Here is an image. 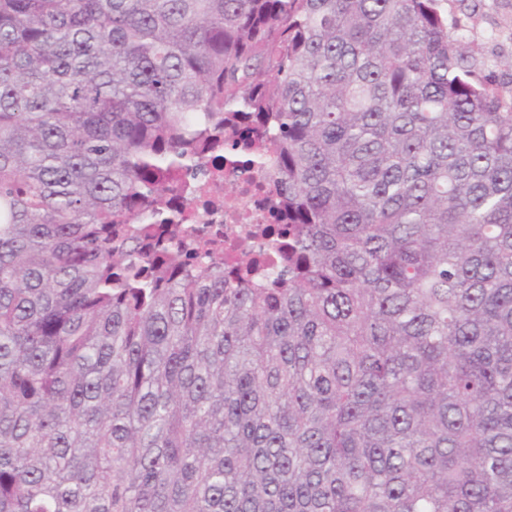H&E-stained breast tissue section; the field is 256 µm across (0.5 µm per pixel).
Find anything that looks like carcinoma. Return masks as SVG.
<instances>
[{
	"mask_svg": "<svg viewBox=\"0 0 512 512\" xmlns=\"http://www.w3.org/2000/svg\"><path fill=\"white\" fill-rule=\"evenodd\" d=\"M440 2L0 0V512H512V90ZM219 140L258 286L164 219Z\"/></svg>",
	"mask_w": 512,
	"mask_h": 512,
	"instance_id": "carcinoma-1",
	"label": "carcinoma"
}]
</instances>
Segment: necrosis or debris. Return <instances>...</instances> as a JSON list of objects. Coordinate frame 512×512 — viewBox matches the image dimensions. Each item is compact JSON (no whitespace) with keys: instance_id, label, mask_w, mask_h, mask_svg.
Here are the masks:
<instances>
[{"instance_id":"obj_1","label":"necrosis or debris","mask_w":512,"mask_h":512,"mask_svg":"<svg viewBox=\"0 0 512 512\" xmlns=\"http://www.w3.org/2000/svg\"><path fill=\"white\" fill-rule=\"evenodd\" d=\"M183 196L185 224L223 238L225 264L241 261L244 248L262 245L275 190L260 169L224 167L188 180Z\"/></svg>"}]
</instances>
